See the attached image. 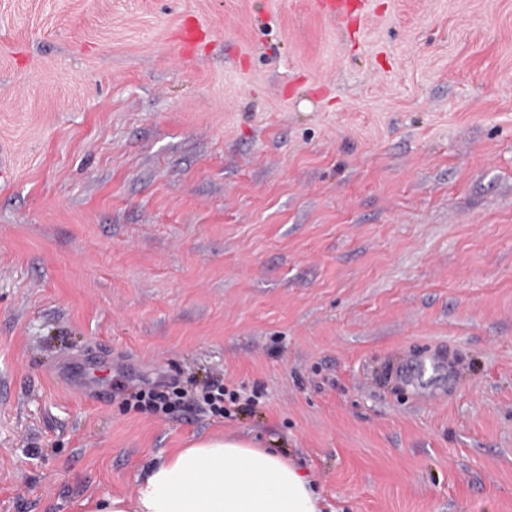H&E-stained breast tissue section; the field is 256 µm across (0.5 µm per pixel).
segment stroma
Masks as SVG:
<instances>
[{"label": "stroma", "mask_w": 512, "mask_h": 512, "mask_svg": "<svg viewBox=\"0 0 512 512\" xmlns=\"http://www.w3.org/2000/svg\"><path fill=\"white\" fill-rule=\"evenodd\" d=\"M315 2L0 0V512L208 437L324 512H512V0ZM127 395L126 400L133 401V407L148 408L155 413L169 414L182 406L191 409L198 407L197 403L201 402L213 416L221 418L229 413L225 402L235 407L239 399L236 392L226 389L222 381L208 383L196 397L195 392L182 389L175 379L169 381L166 378L143 380L139 387Z\"/></svg>", "instance_id": "1"}]
</instances>
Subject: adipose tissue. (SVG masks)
I'll use <instances>...</instances> for the list:
<instances>
[{"mask_svg": "<svg viewBox=\"0 0 512 512\" xmlns=\"http://www.w3.org/2000/svg\"><path fill=\"white\" fill-rule=\"evenodd\" d=\"M85 512H320L307 476L276 450L204 438L155 464L136 501L104 497Z\"/></svg>", "mask_w": 512, "mask_h": 512, "instance_id": "1", "label": "adipose tissue"}]
</instances>
